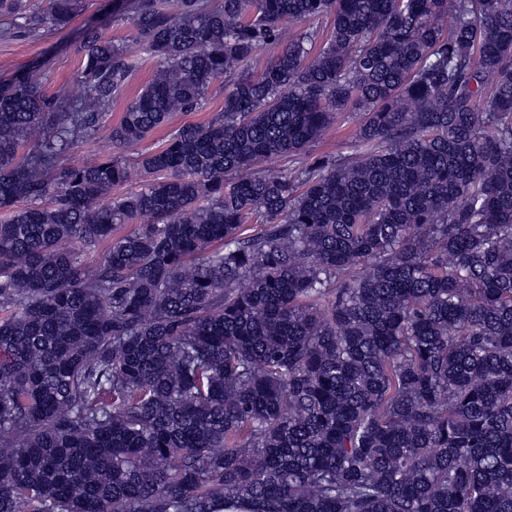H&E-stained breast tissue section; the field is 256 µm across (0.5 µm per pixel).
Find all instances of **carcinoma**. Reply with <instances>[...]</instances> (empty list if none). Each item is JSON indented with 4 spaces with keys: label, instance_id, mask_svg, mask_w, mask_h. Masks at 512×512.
Here are the masks:
<instances>
[{
    "label": "carcinoma",
    "instance_id": "obj_1",
    "mask_svg": "<svg viewBox=\"0 0 512 512\" xmlns=\"http://www.w3.org/2000/svg\"><path fill=\"white\" fill-rule=\"evenodd\" d=\"M28 2L0 16L82 4ZM130 24L83 30L73 97L37 64L0 84V512H512V0H133ZM215 84L208 122L64 163ZM340 112L352 152L311 155ZM156 63L157 59L151 53L142 55V59L134 71L124 94L112 104V124L119 123L127 102L135 97L148 83L156 68ZM106 152H112V154L114 153L116 156H126L129 154L128 151L119 148H113L112 143L105 139H94L79 144L76 148H74L67 163L82 164Z\"/></svg>",
    "mask_w": 512,
    "mask_h": 512
}]
</instances>
